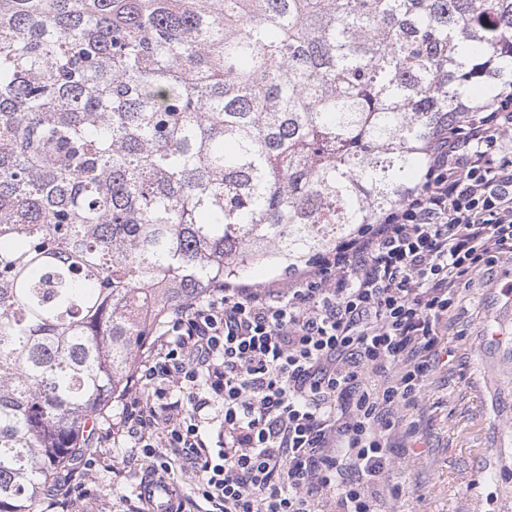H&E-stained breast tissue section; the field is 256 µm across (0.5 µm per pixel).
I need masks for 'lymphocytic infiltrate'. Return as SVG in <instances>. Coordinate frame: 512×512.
I'll return each instance as SVG.
<instances>
[{
	"label": "lymphocytic infiltrate",
	"instance_id": "1",
	"mask_svg": "<svg viewBox=\"0 0 512 512\" xmlns=\"http://www.w3.org/2000/svg\"><path fill=\"white\" fill-rule=\"evenodd\" d=\"M512 254V82L448 126L417 185L271 285L216 281L154 328L119 434L211 512H381L415 460L400 413L480 266ZM217 419L209 438L204 423ZM409 448L390 453L395 433Z\"/></svg>",
	"mask_w": 512,
	"mask_h": 512
}]
</instances>
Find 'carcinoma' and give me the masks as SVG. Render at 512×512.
<instances>
[{
  "label": "carcinoma",
  "mask_w": 512,
  "mask_h": 512,
  "mask_svg": "<svg viewBox=\"0 0 512 512\" xmlns=\"http://www.w3.org/2000/svg\"><path fill=\"white\" fill-rule=\"evenodd\" d=\"M510 81L512 0H0V512L169 309L374 222Z\"/></svg>",
  "instance_id": "1"
}]
</instances>
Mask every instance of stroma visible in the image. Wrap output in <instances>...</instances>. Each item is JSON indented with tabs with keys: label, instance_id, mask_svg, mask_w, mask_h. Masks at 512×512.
<instances>
[{
	"label": "stroma",
	"instance_id": "35a3bbf8",
	"mask_svg": "<svg viewBox=\"0 0 512 512\" xmlns=\"http://www.w3.org/2000/svg\"><path fill=\"white\" fill-rule=\"evenodd\" d=\"M512 256L481 266L458 296L442 353L423 396L405 413L420 438L409 489L385 512H512ZM124 440L97 449V466L75 469L72 494L44 512H132L143 468Z\"/></svg>",
	"mask_w": 512,
	"mask_h": 512
}]
</instances>
